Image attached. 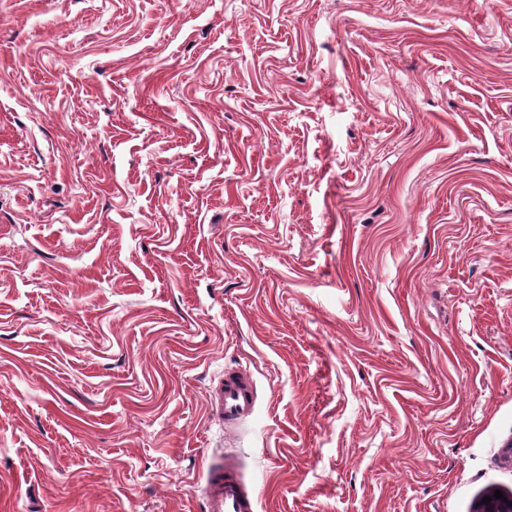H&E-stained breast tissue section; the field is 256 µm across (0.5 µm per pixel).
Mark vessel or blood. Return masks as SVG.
I'll return each instance as SVG.
<instances>
[{
	"instance_id": "vessel-or-blood-1",
	"label": "vessel or blood",
	"mask_w": 512,
	"mask_h": 512,
	"mask_svg": "<svg viewBox=\"0 0 512 512\" xmlns=\"http://www.w3.org/2000/svg\"><path fill=\"white\" fill-rule=\"evenodd\" d=\"M256 387L241 369H228L208 391L209 408L232 428L254 411ZM204 512H257L258 500L248 491L232 458L205 467Z\"/></svg>"
}]
</instances>
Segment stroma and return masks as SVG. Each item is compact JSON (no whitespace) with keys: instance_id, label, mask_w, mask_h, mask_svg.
<instances>
[{"instance_id":"35a3bbf8","label":"stroma","mask_w":512,"mask_h":512,"mask_svg":"<svg viewBox=\"0 0 512 512\" xmlns=\"http://www.w3.org/2000/svg\"><path fill=\"white\" fill-rule=\"evenodd\" d=\"M511 443L512 0H0V512H203L226 454L472 512ZM256 387L251 376L241 369H226L217 384L208 390L209 408L224 421L225 428H233L254 411Z\"/></svg>"}]
</instances>
